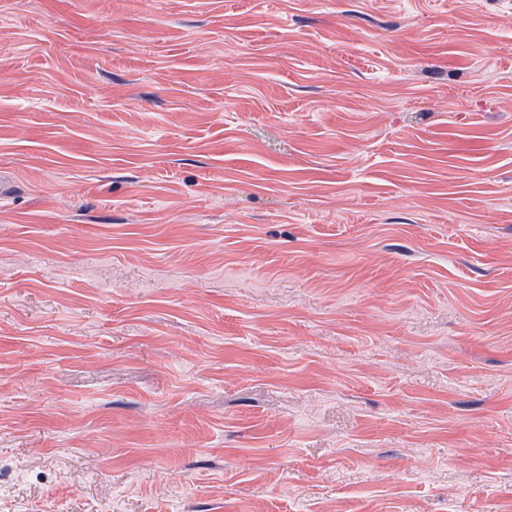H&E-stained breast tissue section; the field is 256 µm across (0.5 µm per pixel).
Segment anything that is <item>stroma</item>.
Masks as SVG:
<instances>
[{
  "instance_id": "1",
  "label": "stroma",
  "mask_w": 512,
  "mask_h": 512,
  "mask_svg": "<svg viewBox=\"0 0 512 512\" xmlns=\"http://www.w3.org/2000/svg\"><path fill=\"white\" fill-rule=\"evenodd\" d=\"M0 512H512V0H0Z\"/></svg>"
}]
</instances>
